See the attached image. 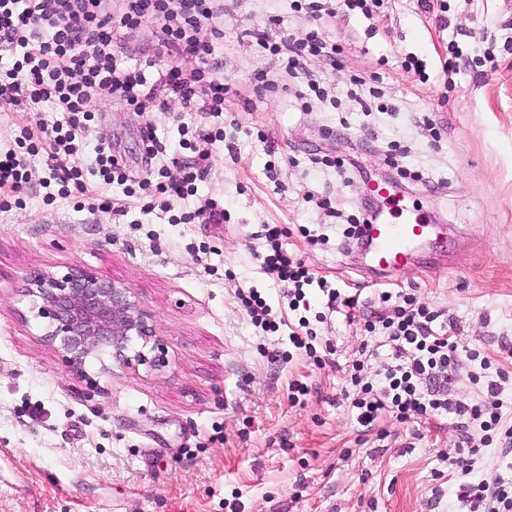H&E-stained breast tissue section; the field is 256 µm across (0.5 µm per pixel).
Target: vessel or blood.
I'll return each instance as SVG.
<instances>
[{"mask_svg":"<svg viewBox=\"0 0 512 512\" xmlns=\"http://www.w3.org/2000/svg\"><path fill=\"white\" fill-rule=\"evenodd\" d=\"M426 246L445 251L448 235L442 226L415 216L401 224L362 225L358 251L365 270L385 278L407 265L420 263L421 250Z\"/></svg>","mask_w":512,"mask_h":512,"instance_id":"b4317fda","label":"vessel or blood"}]
</instances>
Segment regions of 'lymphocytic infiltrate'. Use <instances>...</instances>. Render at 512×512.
Returning <instances> with one entry per match:
<instances>
[{
  "mask_svg": "<svg viewBox=\"0 0 512 512\" xmlns=\"http://www.w3.org/2000/svg\"><path fill=\"white\" fill-rule=\"evenodd\" d=\"M288 7L309 15L314 22L305 37L273 38L267 31L255 39L264 55L276 57L288 75L299 79L315 96H325L317 76L305 66L307 57L320 58L331 69H339L342 52L338 42L322 33L320 22L327 10L323 0H289ZM215 0H125L119 14L105 10L103 0H0V50L9 54L0 61V105H11L18 97L32 104L53 102L60 106L63 120L37 122L23 128L15 147L0 150V194L16 197L28 183L27 156L44 155L49 170L43 188H56L61 198L85 191L80 158L90 152L91 169L107 185L122 186L126 196L137 191L182 198L195 194L196 181L207 170L212 147L224 139L223 130L195 129L191 138L171 146L150 137L148 151L161 162L160 181L134 177L112 152L106 137L88 139L92 120L89 106L101 93L136 112L167 111L178 100L183 111L203 112L217 117L231 89L217 76L214 61L218 40L224 30L218 23ZM156 21L159 38L157 57L171 60L167 69L157 70L155 59L142 66H129L116 45L145 19ZM209 37H202V30ZM193 57L197 66L184 72L179 58ZM192 150L193 165L183 167L177 179H167L169 165L178 164L179 150ZM284 230L267 224L262 229L265 251L260 257L264 273L288 287V308L297 311L306 290L318 287L327 298L329 310L351 312L356 296L315 278L304 260L283 246ZM378 308L363 327L374 344L362 347L353 360L350 380L357 393L352 415L362 426L375 423L383 414L398 419L439 417L465 428L477 424L481 431L502 430L512 440L511 429H501L500 388L489 384L487 399L461 403L447 393L454 380L458 341L453 324L441 320L439 312L419 306L411 294L379 291ZM387 348L389 361L376 380L366 373L380 348ZM460 496L471 508L493 502V512H512V479L499 477L494 484L465 483Z\"/></svg>",
  "mask_w": 512,
  "mask_h": 512,
  "instance_id": "lymphocytic-infiltrate-1",
  "label": "lymphocytic infiltrate"
}]
</instances>
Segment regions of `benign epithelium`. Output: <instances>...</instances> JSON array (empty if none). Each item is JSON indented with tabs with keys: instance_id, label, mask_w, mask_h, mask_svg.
I'll use <instances>...</instances> for the list:
<instances>
[{
	"instance_id": "obj_1",
	"label": "benign epithelium",
	"mask_w": 512,
	"mask_h": 512,
	"mask_svg": "<svg viewBox=\"0 0 512 512\" xmlns=\"http://www.w3.org/2000/svg\"><path fill=\"white\" fill-rule=\"evenodd\" d=\"M24 290L41 301L38 313L49 319L46 336L59 341L68 366L80 369L87 359L107 353L112 362L128 367L144 358L129 355L137 336L149 343L155 336L151 319L139 308L131 288L70 266L62 275L37 273Z\"/></svg>"
}]
</instances>
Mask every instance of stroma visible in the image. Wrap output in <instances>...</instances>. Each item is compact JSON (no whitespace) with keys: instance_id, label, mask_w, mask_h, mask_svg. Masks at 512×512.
I'll return each instance as SVG.
<instances>
[{"instance_id":"obj_1","label":"stroma","mask_w":512,"mask_h":512,"mask_svg":"<svg viewBox=\"0 0 512 512\" xmlns=\"http://www.w3.org/2000/svg\"><path fill=\"white\" fill-rule=\"evenodd\" d=\"M223 5L217 54L237 95L222 118L176 101L148 114L107 95L93 104L95 134L136 175L156 167L146 128L173 144L184 124L223 128L195 195L147 211L87 170L86 193L47 202L36 156L21 203L0 211V512H468L460 484L494 482L512 464L501 435L465 474L448 459L461 438L451 420L386 414L362 433L352 419L347 367L367 341L362 308L377 290L343 252V231L360 218L371 183L387 175L405 204L447 225L457 247L446 264L405 268L395 287L454 322V397L472 403L498 383L512 425V0H446L442 23L417 0H385L370 39L359 17L326 19L329 36L356 35L341 71L377 74L385 109L367 113L316 59L309 68L330 98H299L296 80L249 38L271 14L284 15L283 33L301 36L309 22L285 0ZM453 50L463 62L448 78L442 65ZM408 53L425 60L428 82L402 68ZM260 71L277 89L259 97ZM59 117L49 103L6 106L0 146H13L22 126ZM267 140L275 158L263 150ZM352 158L366 181L333 169ZM208 198L223 205V223H176ZM116 203L126 215L113 214ZM265 224L281 225L284 246L316 276L359 297L348 319L309 290L304 316L321 365L293 351L288 328L254 327L237 298L254 287L274 309L287 307L283 286L257 259ZM304 227L319 242L304 238ZM76 265L132 289L156 329L144 361L106 372L104 354L78 372L46 338L24 281ZM296 380L309 386L301 404L290 399Z\"/></svg>"}]
</instances>
